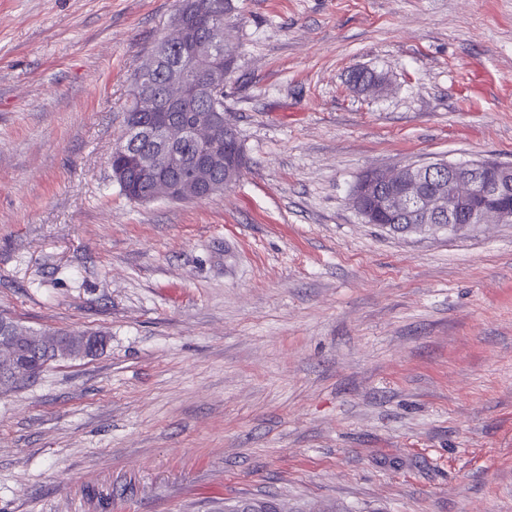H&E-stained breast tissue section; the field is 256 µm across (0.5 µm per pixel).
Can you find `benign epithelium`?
<instances>
[{"instance_id": "benign-epithelium-1", "label": "benign epithelium", "mask_w": 512, "mask_h": 512, "mask_svg": "<svg viewBox=\"0 0 512 512\" xmlns=\"http://www.w3.org/2000/svg\"><path fill=\"white\" fill-rule=\"evenodd\" d=\"M219 18L208 25L199 26L189 14L178 11L172 35L159 41L150 55L144 72L151 75L158 70L165 72L160 90L148 83L142 92L133 97L132 111L148 112L146 123L130 122L125 135L115 150H126L133 137L154 140L156 154L138 159L134 171L119 170L115 177L121 182L139 177L151 183L148 193L136 197L139 202L180 197L192 200L208 199L219 191L232 186L239 179L242 165L226 156L211 151L196 165L191 175L169 179L163 169L180 165L172 144L186 135L181 125L171 116V111L196 93V76L201 74L213 86L221 87L228 76L224 67V43L218 36ZM232 127L224 123V114L208 109L200 110L194 126L193 138L211 141L221 134H229ZM448 172V193L431 187L438 174ZM350 205L367 224L379 223L380 215L400 218L416 207L423 215V223L410 228L432 230L440 221L448 220V230L456 231L469 224L512 223V165H502L492 160L471 162H446L438 160L412 163L394 171L369 170L363 173L350 197ZM23 329L15 320L3 323L0 333V389L8 390L23 375L33 374L18 356V346L42 355L41 362L70 360L75 356L93 355L102 348L96 336H65L59 333H38L20 336Z\"/></svg>"}]
</instances>
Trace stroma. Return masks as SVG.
I'll use <instances>...</instances> for the list:
<instances>
[{
	"label": "stroma",
	"mask_w": 512,
	"mask_h": 512,
	"mask_svg": "<svg viewBox=\"0 0 512 512\" xmlns=\"http://www.w3.org/2000/svg\"><path fill=\"white\" fill-rule=\"evenodd\" d=\"M236 6L247 163L139 203L110 157L177 0H0V314L106 339L0 394V512H512V224L347 202L370 168L512 164V0Z\"/></svg>",
	"instance_id": "stroma-1"
}]
</instances>
